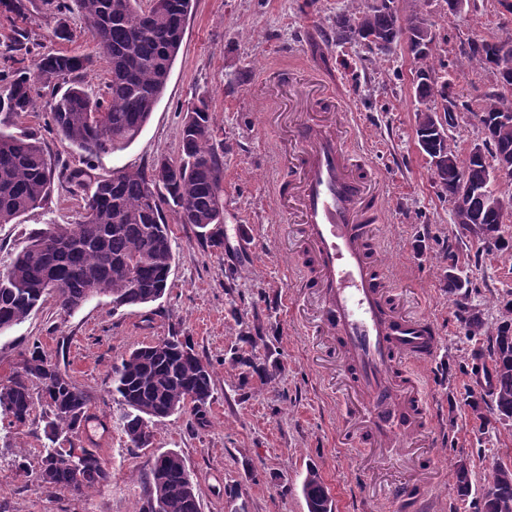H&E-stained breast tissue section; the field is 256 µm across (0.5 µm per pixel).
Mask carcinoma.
<instances>
[{
  "label": "carcinoma",
  "instance_id": "carcinoma-1",
  "mask_svg": "<svg viewBox=\"0 0 512 512\" xmlns=\"http://www.w3.org/2000/svg\"><path fill=\"white\" fill-rule=\"evenodd\" d=\"M88 24L92 51L86 54H41L32 67L0 70V112L19 117L33 108L35 82L67 85L47 103L54 132L85 158L122 150L149 122L167 86L179 52L183 26L191 0H76ZM372 0L366 8L349 0L336 18L342 43L369 44L367 35L384 41L377 51L387 56L400 40L411 45L415 62V98L419 104L417 132L433 127L432 112L459 111L458 96L434 65L436 33L423 30V7L429 0H414V9L399 20L390 4ZM60 16L53 29L59 39L69 37L66 0L53 2ZM512 57V39L490 41L468 38L458 45V71L462 74L499 69L501 55ZM107 64L111 79L105 94L90 95L78 82L97 62ZM477 123H493L512 115V92L494 88L472 111ZM450 155L454 166L437 173L442 193L457 195L461 183L472 193L468 206L481 225L501 226L503 218L490 207L491 165L472 156L460 157L450 136L435 144ZM490 157L512 156V128L495 127L487 146ZM224 143L218 139L210 106L199 98L186 109L180 133L179 156H160L141 169H119L108 177L91 169L54 167L40 136L32 130H0V224H12L22 215L45 205L54 188L81 198L79 220L73 227L49 224L29 233L27 242L0 273V334L22 323L51 297L65 311L80 308L100 295H109L125 307H144L160 299L168 288L173 261L171 229L166 212L176 223L207 231L213 247L224 246ZM466 335L485 337V351L496 378L492 399L497 419H512V320L504 319L494 334L485 335L476 316L463 319ZM113 385L125 411L122 428L129 447L152 444L146 430L192 407L195 411L212 396L209 362L194 352L187 340L170 336L131 351L113 367ZM44 399V433L53 447L41 456L38 478L47 490L83 496L107 485L112 472L91 448H65L87 419L90 396L67 372L51 363L39 346L23 359L21 370L0 385V415L24 425L34 406L32 386ZM149 486L146 503L158 512H200L191 474L177 458L152 455L145 473ZM308 512H332V501L318 470L311 466L302 484ZM480 512H512V479L488 484Z\"/></svg>",
  "mask_w": 512,
  "mask_h": 512
}]
</instances>
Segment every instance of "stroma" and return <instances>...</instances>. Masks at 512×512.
Listing matches in <instances>:
<instances>
[{"mask_svg": "<svg viewBox=\"0 0 512 512\" xmlns=\"http://www.w3.org/2000/svg\"><path fill=\"white\" fill-rule=\"evenodd\" d=\"M23 13L0 10V67L11 62L16 31L33 52L85 53L90 36L79 11L68 13L71 36L52 35L44 0H24ZM347 0H192L180 51L166 90L149 122L127 148L94 162L98 175L149 166L177 157L185 110L207 98L224 142V245L209 247L190 224H172L170 286L143 308H113L100 296L72 312L47 299L22 323L0 334V383L15 373L25 352L40 345L92 400L90 417L74 445L95 449L112 473L108 485L79 497L47 492L36 477L49 447L41 408L23 426L0 420V512H139L146 501L150 453L174 449L185 457L201 512H308L302 481L315 466L334 512H396L393 500L412 487L424 493L428 512H475L461 502L452 470L465 461L473 495H480L496 462L512 465V420L478 429L471 402L489 407L478 389L482 344L466 337L463 317L476 309L494 329L512 294V221L501 227L509 246L482 253L468 246L452 220L428 157L418 147L406 48L383 59L364 44L334 40L336 16ZM426 17L438 38L435 66L447 73L461 100L476 102L495 83L491 72H457V46L467 37H512V13L499 0H470L458 11L430 0ZM349 92L357 115L352 132L380 173L387 221L377 251L394 297L407 311L431 320L439 332L435 359L414 375L429 425L405 448L360 446L353 437L364 416L351 415L336 369L330 337L317 335L316 304L300 284L309 270L297 253L288 216L273 197L286 175L292 132L278 112L312 117L316 104L289 97L313 71ZM81 200L53 191L46 207L13 224H0V271L25 233L48 224H72ZM456 259L467 286L448 290V261ZM177 334L190 337L211 364L213 395L206 426L193 410L156 424L149 450L129 447L112 397V368L145 343ZM275 372L261 384L254 366ZM235 490L229 501L227 490Z\"/></svg>", "mask_w": 512, "mask_h": 512, "instance_id": "1", "label": "stroma"}]
</instances>
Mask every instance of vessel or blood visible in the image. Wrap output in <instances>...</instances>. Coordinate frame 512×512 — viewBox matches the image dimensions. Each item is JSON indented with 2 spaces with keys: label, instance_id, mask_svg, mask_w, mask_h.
I'll use <instances>...</instances> for the list:
<instances>
[{
  "label": "vessel or blood",
  "instance_id": "b4317fda",
  "mask_svg": "<svg viewBox=\"0 0 512 512\" xmlns=\"http://www.w3.org/2000/svg\"><path fill=\"white\" fill-rule=\"evenodd\" d=\"M307 95L323 117L294 124L288 178L277 197L287 202L299 248L311 261L307 285L320 299V327L335 337L353 399L368 418L359 441L398 445L425 422L402 372L407 362L433 359L439 338L429 320L402 312L390 295L372 232L383 206L375 176L348 139L344 99L321 76Z\"/></svg>",
  "mask_w": 512,
  "mask_h": 512
}]
</instances>
